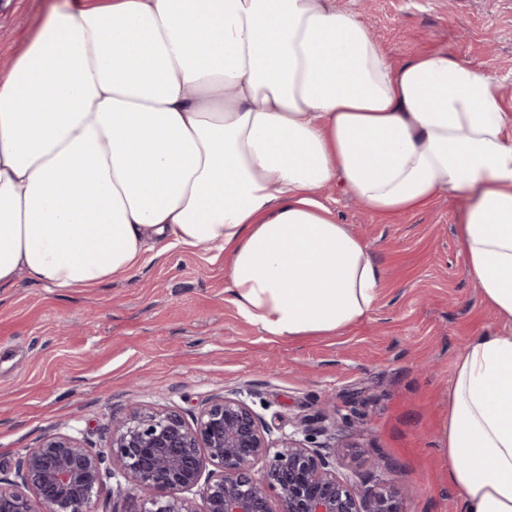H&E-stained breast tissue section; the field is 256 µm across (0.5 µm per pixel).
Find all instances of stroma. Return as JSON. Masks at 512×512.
Wrapping results in <instances>:
<instances>
[{
  "mask_svg": "<svg viewBox=\"0 0 512 512\" xmlns=\"http://www.w3.org/2000/svg\"><path fill=\"white\" fill-rule=\"evenodd\" d=\"M49 0H0V73ZM396 62L440 49L490 75L512 113V0H336ZM325 195L385 277L372 311L334 336H269L226 292L207 246L148 253L127 277L63 290L18 277L0 288V468L54 430L103 447L129 404L197 412L241 392L271 430L303 418L362 476L369 459L407 512H459L443 438L454 361L505 325L469 276L458 236L465 201L382 219L339 186Z\"/></svg>",
  "mask_w": 512,
  "mask_h": 512,
  "instance_id": "stroma-1",
  "label": "stroma"
}]
</instances>
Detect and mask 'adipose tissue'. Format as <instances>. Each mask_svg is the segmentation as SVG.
<instances>
[{
    "label": "adipose tissue",
    "instance_id": "1",
    "mask_svg": "<svg viewBox=\"0 0 512 512\" xmlns=\"http://www.w3.org/2000/svg\"><path fill=\"white\" fill-rule=\"evenodd\" d=\"M335 183L384 218L467 193L468 273L512 322V115L447 52L392 63L336 0H55L0 75V287L208 244L243 320L333 335L383 282ZM444 447L460 512H512V333L456 357Z\"/></svg>",
    "mask_w": 512,
    "mask_h": 512
}]
</instances>
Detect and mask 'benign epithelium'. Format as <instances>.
Wrapping results in <instances>:
<instances>
[{
    "instance_id": "1",
    "label": "benign epithelium",
    "mask_w": 512,
    "mask_h": 512,
    "mask_svg": "<svg viewBox=\"0 0 512 512\" xmlns=\"http://www.w3.org/2000/svg\"><path fill=\"white\" fill-rule=\"evenodd\" d=\"M135 512H404L315 440L304 419L273 432L236 391L191 418L170 407L112 416L105 448L66 431L0 472V512H93L107 481Z\"/></svg>"
}]
</instances>
